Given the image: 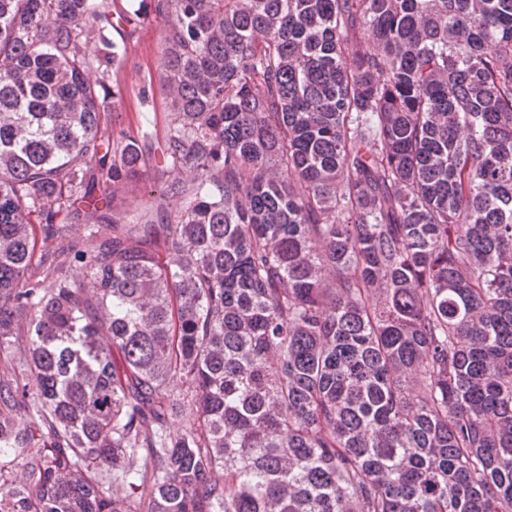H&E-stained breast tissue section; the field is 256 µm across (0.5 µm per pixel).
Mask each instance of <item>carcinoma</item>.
Here are the masks:
<instances>
[{"label": "carcinoma", "mask_w": 512, "mask_h": 512, "mask_svg": "<svg viewBox=\"0 0 512 512\" xmlns=\"http://www.w3.org/2000/svg\"><path fill=\"white\" fill-rule=\"evenodd\" d=\"M153 12L0 0V512H512V0ZM108 10L115 17V25L120 28L112 29L108 35L113 42L125 46L127 63L118 72L117 79L121 84L123 97L120 112H123L125 126L130 131H137L142 114H149L154 120L155 132L162 138L168 123L170 111L168 100L162 91L160 73L157 70V60L161 52L160 24L154 21L153 13L149 12L154 0H105ZM141 11L145 17L136 35L131 39L123 38L124 25L118 22V17L124 11ZM148 90L146 97L141 94L143 88ZM166 185L163 182L157 183L153 181L141 185L138 189L127 195L125 204L131 209H140L144 205L158 199Z\"/></svg>", "instance_id": "carcinoma-1"}]
</instances>
